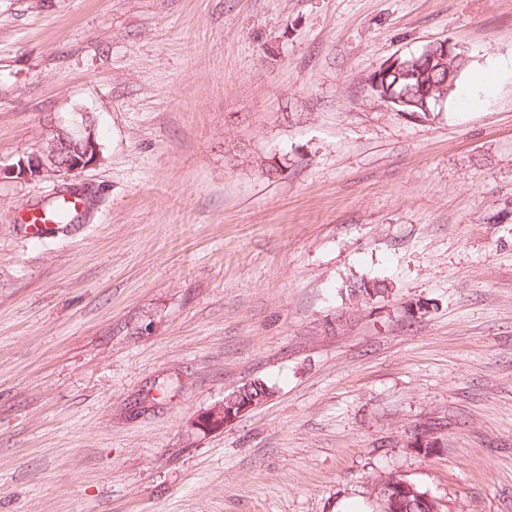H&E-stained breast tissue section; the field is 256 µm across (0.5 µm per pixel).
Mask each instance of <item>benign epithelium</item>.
<instances>
[{
	"instance_id": "benign-epithelium-1",
	"label": "benign epithelium",
	"mask_w": 512,
	"mask_h": 512,
	"mask_svg": "<svg viewBox=\"0 0 512 512\" xmlns=\"http://www.w3.org/2000/svg\"><path fill=\"white\" fill-rule=\"evenodd\" d=\"M448 41H439L426 47L422 60L428 65L434 62L444 63L448 58ZM410 65L402 58H394L370 77V85L377 88L386 77L396 70ZM100 145L97 141L94 127L86 115L76 122L72 130L58 131L47 144L38 152L29 154L8 168L0 167V180L23 179L34 180L47 174L59 176L70 175L94 165L99 159ZM267 398L257 400L251 397V383L235 389L206 411L198 414L192 421V426L201 431L222 429L246 412L266 402ZM373 497L378 504V512H406L405 504L415 495L426 506V512H439L437 501L430 495H422L414 485L399 479L396 474H389L376 480Z\"/></svg>"
}]
</instances>
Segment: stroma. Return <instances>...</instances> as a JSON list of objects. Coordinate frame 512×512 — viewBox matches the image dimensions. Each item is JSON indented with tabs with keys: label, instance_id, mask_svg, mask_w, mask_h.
<instances>
[{
	"label": "stroma",
	"instance_id": "obj_1",
	"mask_svg": "<svg viewBox=\"0 0 512 512\" xmlns=\"http://www.w3.org/2000/svg\"><path fill=\"white\" fill-rule=\"evenodd\" d=\"M441 40L430 117L373 96ZM511 60L512 0H0V167L82 112L100 144L0 181V512H376L394 473L512 512V73L473 87ZM366 288H370V291H372L371 288H377L376 292L379 295H384L388 292L387 286L382 281H373L370 287H368V283L363 278L353 281L345 288V296L347 297L350 304L353 305L352 309L358 310V306H363L369 303L368 300H370L373 296L366 293L368 290ZM268 391H271V389L264 382L255 381L252 390L255 397L265 396ZM270 396H265L257 402L256 398L251 397V383H245V386L239 387L225 396L224 400L198 414L193 419L192 426L204 432L224 429L246 412L266 402Z\"/></svg>",
	"mask_w": 512,
	"mask_h": 512
}]
</instances>
